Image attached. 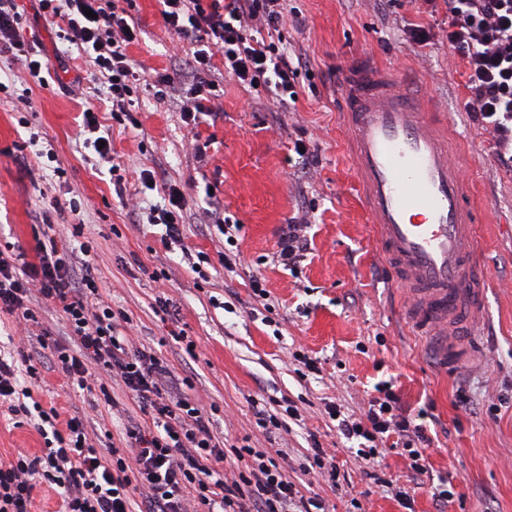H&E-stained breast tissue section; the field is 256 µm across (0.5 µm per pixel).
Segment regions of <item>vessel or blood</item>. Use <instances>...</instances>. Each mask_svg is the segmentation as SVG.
I'll return each instance as SVG.
<instances>
[{
	"instance_id": "obj_1",
	"label": "vessel or blood",
	"mask_w": 512,
	"mask_h": 512,
	"mask_svg": "<svg viewBox=\"0 0 512 512\" xmlns=\"http://www.w3.org/2000/svg\"><path fill=\"white\" fill-rule=\"evenodd\" d=\"M348 148L383 262L410 293L406 317L442 369L461 367L484 282L471 186L444 116L394 70L363 59L344 74Z\"/></svg>"
}]
</instances>
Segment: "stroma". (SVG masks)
Segmentation results:
<instances>
[{
    "label": "stroma",
    "mask_w": 512,
    "mask_h": 512,
    "mask_svg": "<svg viewBox=\"0 0 512 512\" xmlns=\"http://www.w3.org/2000/svg\"><path fill=\"white\" fill-rule=\"evenodd\" d=\"M19 5L25 36L42 44L50 77L39 86L22 61L0 60V249L36 262V240L49 226L79 265L86 257L80 246L89 244L103 299L128 318L131 349L153 353L185 394L215 405L210 429L225 445L284 455L289 480L323 498L326 512H512V164L500 161L493 128L468 110L465 64L448 47L445 11L431 12L426 0H288L304 21L281 28L289 54L304 62L296 101L279 105L264 87L247 90L227 77L218 111L189 126L178 102L157 100L149 87L135 102L139 127L124 128L113 124L105 94L74 93L88 57L39 14L36 0ZM161 10L160 0H133L130 14L142 33L127 54L148 72L176 75L182 64L172 56L174 36ZM419 22L433 25L425 46L406 32ZM361 58L416 74L415 92L447 114L475 184L484 308L475 356L455 371L442 370L426 339L404 321L403 296L367 221L336 96L342 73ZM90 104L109 134L122 189L96 169L84 142L82 112ZM299 142L309 159L298 155ZM172 184L190 202L182 251L166 248L160 227L140 218L163 205ZM74 204L79 213H71ZM214 208L238 224L236 245L209 224ZM302 223L309 249L296 266H285L277 256L281 230ZM201 254L206 263L194 264ZM224 255L234 258L233 268L221 264ZM156 272L161 281L153 280ZM256 277L267 303L252 293ZM160 298L170 314L159 310ZM30 307L32 321L0 313V355H28L41 376L19 371L20 384L42 405L83 418L97 447H111L144 414L114 381L103 393L63 389L40 339L67 336L66 323L40 298ZM180 329L196 342V356L174 341ZM300 353L317 359L318 372H300ZM385 380L404 413L422 417L431 439L428 472L412 479L397 435L388 438L381 466L394 486L408 487V509L391 488L366 480L361 459L325 411L337 404L363 414ZM109 396L116 407L106 404ZM288 404L298 419L284 417ZM257 406L283 416L281 427H257ZM315 441L334 449L347 476L341 486L303 471ZM42 446L32 425L16 424L0 406V461ZM445 475L452 495L440 508L433 492Z\"/></svg>",
    "instance_id": "1"
}]
</instances>
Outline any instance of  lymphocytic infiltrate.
<instances>
[{
  "instance_id": "f902f5d3",
  "label": "lymphocytic infiltrate",
  "mask_w": 512,
  "mask_h": 512,
  "mask_svg": "<svg viewBox=\"0 0 512 512\" xmlns=\"http://www.w3.org/2000/svg\"><path fill=\"white\" fill-rule=\"evenodd\" d=\"M38 2L45 16L61 22L68 42L90 55L94 75L106 79L113 120L132 122L140 75L126 54L138 39L127 10L117 0ZM162 5L168 30L196 46L185 74L190 88L169 75L155 80L170 93L184 92L180 110L185 123L218 107L219 80L212 71L217 55L224 60L225 74L242 86L271 87L281 103L296 98L299 66L271 38L284 21L286 0H162ZM447 6L446 37L466 62L470 109L497 132L500 147L512 146V0H447ZM20 24L17 0H0V53L24 57L29 75L36 78L46 64L21 35ZM167 196V203L150 210L146 221L163 225L175 244L183 237L182 214L189 201L174 186ZM37 249L36 262L23 270L17 269L15 257L0 251V313L30 321L32 297L52 305L72 336L48 346L66 387L87 389L100 372L119 378L152 422L126 427L124 447L102 453L82 418L64 420L57 408H44L30 390L20 389L12 364L1 359L0 402L8 403L14 415L37 417L38 431L51 436L40 455L20 453L0 463V512H29L41 481L60 489L62 512H132L136 490L146 512H324L321 499L304 496L284 467L259 449L228 452L245 465L237 473L211 469L209 460L228 453L212 434L204 408L166 387L167 370L154 354H129L122 333L126 317L100 299L90 266L74 271L67 251L51 237L39 241ZM377 391L363 417L342 415L332 406L330 418L345 438L359 440L358 454L374 483L385 482L375 462L379 443L392 433L402 441L410 473L424 474L429 438L423 425L400 413L392 384L382 383Z\"/></svg>"
}]
</instances>
